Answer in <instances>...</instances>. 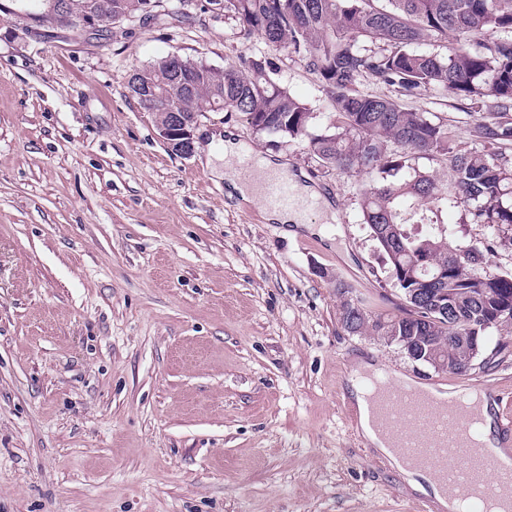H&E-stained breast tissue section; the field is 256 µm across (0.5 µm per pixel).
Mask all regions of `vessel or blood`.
Listing matches in <instances>:
<instances>
[{"label": "vessel or blood", "instance_id": "b4317fda", "mask_svg": "<svg viewBox=\"0 0 512 512\" xmlns=\"http://www.w3.org/2000/svg\"><path fill=\"white\" fill-rule=\"evenodd\" d=\"M259 195L268 209L316 207L315 201H300L291 184L278 177L260 178ZM381 385L384 394L378 402L379 417L412 468L437 473L448 494L455 496L468 489L466 512H485L484 498L490 492L512 512V472L498 470L494 455L477 443L478 431L470 419L456 412L436 413L414 386L387 377ZM452 448L461 457L462 470L457 474L448 471Z\"/></svg>", "mask_w": 512, "mask_h": 512}]
</instances>
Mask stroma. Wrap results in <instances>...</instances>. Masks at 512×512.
Returning a JSON list of instances; mask_svg holds the SVG:
<instances>
[{"label": "stroma", "instance_id": "1", "mask_svg": "<svg viewBox=\"0 0 512 512\" xmlns=\"http://www.w3.org/2000/svg\"><path fill=\"white\" fill-rule=\"evenodd\" d=\"M160 3L163 21L99 39L34 25L37 0H0V512H438L357 431L345 380L364 358L512 397V325L464 376L346 332L344 303L404 304L358 176L238 112H204L181 156L127 88L172 54L221 69L262 49L326 128L317 74L243 40L211 0L179 16ZM405 104L456 150L482 149L476 116L428 92ZM213 131L319 193L310 229L228 195L205 164Z\"/></svg>", "mask_w": 512, "mask_h": 512}]
</instances>
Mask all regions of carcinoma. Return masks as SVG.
<instances>
[{
    "mask_svg": "<svg viewBox=\"0 0 512 512\" xmlns=\"http://www.w3.org/2000/svg\"><path fill=\"white\" fill-rule=\"evenodd\" d=\"M152 0H112V12L144 20ZM239 34L309 59L336 124L315 131L316 108L294 97L277 79L262 52L223 69L191 62L198 83L191 96L155 63L134 78L153 88L166 107L151 108L156 123H170L204 106L258 119L271 136L306 138L313 152L342 173L373 172L362 184L363 223L376 224L391 255L405 265L429 259V273L406 287L415 307L373 319L346 303L342 319L350 334L370 326L385 336H415L432 346L441 371L464 375L470 357L462 338L512 323V273H493L487 255L512 242V0H214ZM365 78L410 97L434 90L457 105L489 102L491 119L477 124L488 149L459 153L448 132L428 112L393 99L359 92ZM445 156L451 178L439 182L408 158ZM453 208L465 223L485 230L480 241L459 238L440 220L415 228L404 207ZM447 283L425 284L437 272Z\"/></svg>",
    "mask_w": 512,
    "mask_h": 512,
    "instance_id": "carcinoma-1",
    "label": "carcinoma"
}]
</instances>
